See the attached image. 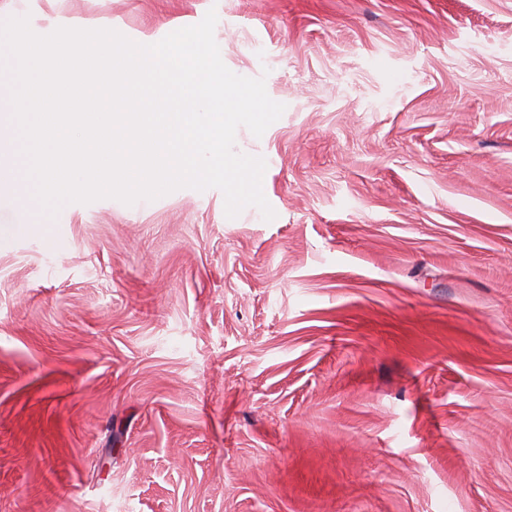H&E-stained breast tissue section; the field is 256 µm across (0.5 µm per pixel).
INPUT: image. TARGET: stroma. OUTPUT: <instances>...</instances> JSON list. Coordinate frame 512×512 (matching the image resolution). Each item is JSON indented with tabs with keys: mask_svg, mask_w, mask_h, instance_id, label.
I'll return each mask as SVG.
<instances>
[{
	"mask_svg": "<svg viewBox=\"0 0 512 512\" xmlns=\"http://www.w3.org/2000/svg\"><path fill=\"white\" fill-rule=\"evenodd\" d=\"M216 10L284 104L216 188L42 214L10 111L0 512H512V0H0L151 45Z\"/></svg>",
	"mask_w": 512,
	"mask_h": 512,
	"instance_id": "stroma-1",
	"label": "stroma"
}]
</instances>
